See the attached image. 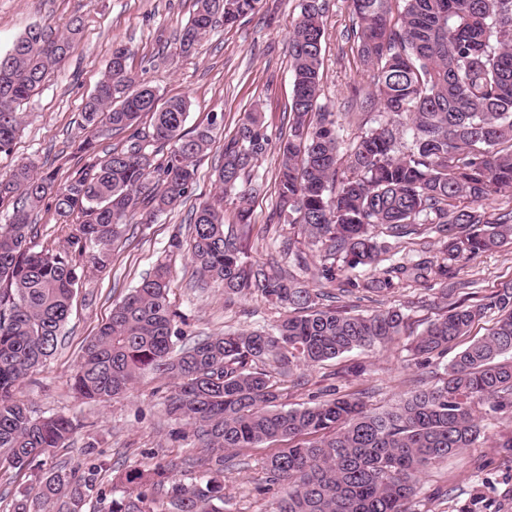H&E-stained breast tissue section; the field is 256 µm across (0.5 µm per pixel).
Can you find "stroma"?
I'll use <instances>...</instances> for the list:
<instances>
[{
    "mask_svg": "<svg viewBox=\"0 0 512 512\" xmlns=\"http://www.w3.org/2000/svg\"><path fill=\"white\" fill-rule=\"evenodd\" d=\"M327 3L320 101L338 112L342 140L348 143L374 125L373 114L360 113L350 98L352 88L371 89V73L351 50L350 0ZM193 10L194 0H0L1 54L33 25L60 34L73 16L84 19V30L67 56L21 105L22 128L11 151L0 153V174L27 158L35 161L39 171L56 172L61 181L83 167L76 152L85 136L81 107L101 79L113 47L120 44L130 50L132 74L156 89L159 103L173 98L190 101L186 129L206 124L216 114L224 117L216 142L196 162V181L188 200L154 221L128 226V238L112 246L110 266L89 273L77 286L55 356L20 383L15 397L33 415L62 414L78 422L68 447L43 457L41 472L62 465L83 470L94 452L109 464L99 476L100 487L108 491L116 475L148 467L158 455L172 460L178 478L187 483L222 469L230 512H269L276 496L275 491L263 489L270 446L246 448L233 459L219 462L217 452L182 436L179 425L167 415L165 406L174 390L168 380L143 375L125 397L105 402H81L69 387L85 340L157 260L170 261L169 300L186 319L185 341L227 330L267 328L281 316L276 304L257 294L229 300L221 288L193 287L195 269L188 252L171 256L167 248L172 232L189 236L193 207L214 194L213 169L225 139L234 134L244 113L261 109L272 138L287 135L293 78L286 47L300 0H263L258 13L231 27L217 26L201 40L195 55L185 58L175 55L169 44ZM277 164L272 151L255 168L265 189L253 204L254 229L243 243L249 260L278 262L309 287L334 296L336 306L353 315L402 308L408 328L386 348L355 350L312 368H295L288 375L274 368L271 379L281 387L282 400L290 407L327 397L332 391L360 393L371 409L392 407L416 387L422 375L409 349L413 338L428 322L445 314L450 304L478 302L512 283V243L458 263L454 289L446 295L424 283L403 282L388 293L356 291L338 296L336 286L318 277L316 248H306L300 263L283 250L284 241L295 231L279 223L274 214ZM478 415L484 427L480 440L475 447L430 466L418 485L412 512H455L457 503L477 489L494 512H512V455L497 448L500 437L512 431V414L483 405Z\"/></svg>",
    "mask_w": 512,
    "mask_h": 512,
    "instance_id": "35a3bbf8",
    "label": "stroma"
}]
</instances>
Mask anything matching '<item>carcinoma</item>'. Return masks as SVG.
<instances>
[{
  "label": "carcinoma",
  "mask_w": 512,
  "mask_h": 512,
  "mask_svg": "<svg viewBox=\"0 0 512 512\" xmlns=\"http://www.w3.org/2000/svg\"><path fill=\"white\" fill-rule=\"evenodd\" d=\"M261 2L195 0L173 50L194 55L217 21L232 26ZM351 7L350 40L373 71L372 89L354 97L360 111H375L378 119L349 145L347 170L338 166L339 123L317 105L327 0H301L288 35V136L272 142L262 112L247 113L224 142L217 192L191 213L195 287L259 294L288 315L267 330L227 331L178 346L174 338L183 332L168 299L171 270L160 263L113 306L71 376L75 395L90 401L124 396L145 373L168 379L175 385L168 416L218 452L285 443L265 466L267 484L277 487L270 512H410L420 475L480 439L476 407L512 410V287L483 303H454L427 325L411 344L423 365L497 313L488 336L457 353L436 384L408 393L396 407L372 411L353 393L287 409L264 370L313 367L354 349L385 347L407 323L397 307L349 315L323 305L292 273L247 260L237 240L252 231V204L263 188L255 162L271 149L278 156V220L321 247L319 278L339 283L344 293L389 292L402 281L434 282L446 293L453 264L512 240V209L490 217L483 208L494 197H512V0H351ZM81 29L78 17L61 35L33 27L0 55V152L20 132L18 107ZM129 55L123 46L113 49L82 108L88 135L77 152L88 156L84 169L59 185L32 161L0 176V203L22 202L0 225V468L30 469L67 446L73 420L35 417L14 391L56 353L82 276L111 264L113 242L137 215L184 202L198 157L215 141L213 119L185 130L186 100L157 107V91L132 75ZM146 114L153 119L149 137L135 128ZM101 127L127 133L124 143L98 153ZM152 142L167 147L158 161L148 150ZM244 179L249 189L235 197L238 224L227 230L224 198ZM48 198L67 235L62 245L37 250L32 212ZM379 225L394 239L421 227L436 239L439 255L389 261ZM365 268L371 277L354 275ZM106 467L95 459L80 473L61 467L36 476L12 512H82L92 496L99 512H159L158 494L168 499V512H228L216 477L185 483L159 461L125 471L120 494L108 498L97 484Z\"/></svg>",
  "instance_id": "cac0c4a2"
}]
</instances>
